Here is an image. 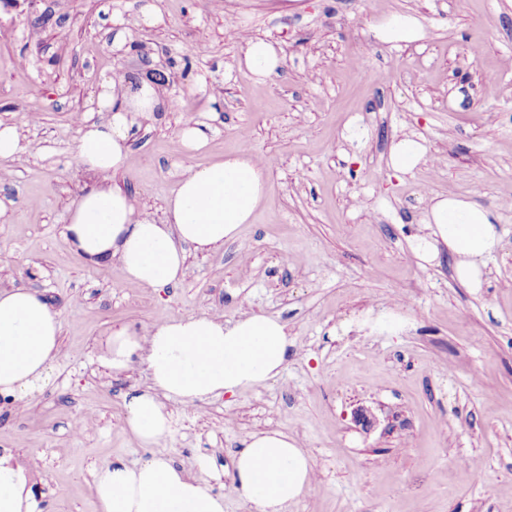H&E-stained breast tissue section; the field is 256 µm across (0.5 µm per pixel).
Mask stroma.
<instances>
[{"label":"stroma","mask_w":512,"mask_h":512,"mask_svg":"<svg viewBox=\"0 0 512 512\" xmlns=\"http://www.w3.org/2000/svg\"><path fill=\"white\" fill-rule=\"evenodd\" d=\"M393 15L416 18L422 39L381 41ZM238 23L280 49L269 79L239 68ZM118 63L160 92L155 111L133 113L131 164L112 177L139 208L162 218L178 167L241 144L275 162L254 222L189 253L183 279L160 291L116 262L86 264L63 237L94 184L79 122L108 119L99 94ZM498 112L512 113V0L0 2V122L23 146L0 158V286L38 290L62 319L48 383L0 399V450L35 462L38 512H97L95 468L155 455L222 495L224 512H249L232 462L264 428L297 438L316 474L288 512H512V125L488 121ZM189 120L209 141L185 152ZM411 134L430 160L394 173L390 146ZM448 192L496 217L476 290L447 249L424 263L410 248L428 197ZM245 312L287 324L284 372L233 397L168 401L171 433L143 447L122 419L149 372L102 366L112 329ZM394 312L406 329L364 323Z\"/></svg>","instance_id":"stroma-1"}]
</instances>
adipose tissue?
<instances>
[{"instance_id":"ef3b65f1","label":"adipose tissue","mask_w":512,"mask_h":512,"mask_svg":"<svg viewBox=\"0 0 512 512\" xmlns=\"http://www.w3.org/2000/svg\"><path fill=\"white\" fill-rule=\"evenodd\" d=\"M280 63L270 42L245 38L243 64L257 80L274 75ZM100 100L112 116L84 122L78 145V160L95 184L70 209L64 238L87 263L113 260L127 281L168 287L184 276L188 252L210 253L253 222L268 199L270 168L243 148L206 166L182 167L162 219H155L113 187L112 176L130 166V114L154 111L158 95L151 85L126 84L116 73ZM425 224L427 234L411 245L416 257L429 262L447 247L458 281L480 287L484 260L498 244L491 213L435 194ZM60 336L61 315L40 292L0 289V397L23 399L45 381ZM290 345L287 324L265 315L245 313L231 322L220 314L181 317L144 332L130 324L113 329L103 365L120 374L134 362L146 364L151 383L127 399L123 424L150 447L170 431L167 401L191 405L276 378ZM313 484L308 454L278 429L248 434L233 461L232 491L252 512H286ZM93 488L98 512H224L223 496L162 455L136 465L112 460L95 469ZM0 512H36L33 486L8 451L0 454Z\"/></svg>"}]
</instances>
